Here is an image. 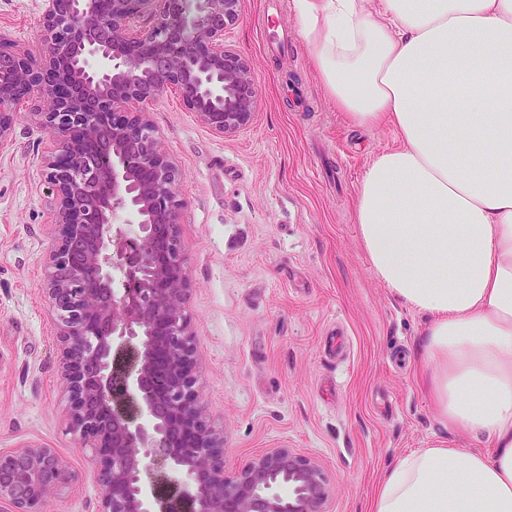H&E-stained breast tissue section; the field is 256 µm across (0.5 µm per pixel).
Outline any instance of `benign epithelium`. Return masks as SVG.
<instances>
[{
    "label": "benign epithelium",
    "instance_id": "benign-epithelium-1",
    "mask_svg": "<svg viewBox=\"0 0 512 512\" xmlns=\"http://www.w3.org/2000/svg\"><path fill=\"white\" fill-rule=\"evenodd\" d=\"M242 2L42 0L40 49H0V143L18 101L36 93L49 104L36 113L52 137L43 168L57 201L46 285L69 425L99 459V512H328V478L312 457L270 448L224 469V437L196 390L182 174L147 110L174 90L219 136L251 123L253 72L224 47ZM122 213L135 230L116 223ZM156 469L188 481L161 494ZM70 477L53 448L0 452V505L40 512Z\"/></svg>",
    "mask_w": 512,
    "mask_h": 512
}]
</instances>
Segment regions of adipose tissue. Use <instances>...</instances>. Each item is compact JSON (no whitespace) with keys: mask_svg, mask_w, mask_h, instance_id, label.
<instances>
[{"mask_svg":"<svg viewBox=\"0 0 512 512\" xmlns=\"http://www.w3.org/2000/svg\"><path fill=\"white\" fill-rule=\"evenodd\" d=\"M348 122L387 126L353 199L375 276L427 315L419 386L482 443L423 448L368 512H512V0H295Z\"/></svg>","mask_w":512,"mask_h":512,"instance_id":"adipose-tissue-1","label":"adipose tissue"}]
</instances>
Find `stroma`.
Returning <instances> with one entry per match:
<instances>
[{"label": "stroma", "instance_id": "35a3bbf8", "mask_svg": "<svg viewBox=\"0 0 512 512\" xmlns=\"http://www.w3.org/2000/svg\"><path fill=\"white\" fill-rule=\"evenodd\" d=\"M35 49L41 0H0V31ZM224 43L258 87L251 124L221 137L173 92L149 110L182 175L180 247L191 281L198 392L235 470L270 448L319 460L329 512H366L379 473L420 448L456 446L409 364L424 319L376 278L353 197L392 129H358L315 73L294 0H244ZM20 102L0 145V451L55 448L71 478L42 512H98L99 463L69 426L46 295L54 198L50 144Z\"/></svg>", "mask_w": 512, "mask_h": 512}]
</instances>
